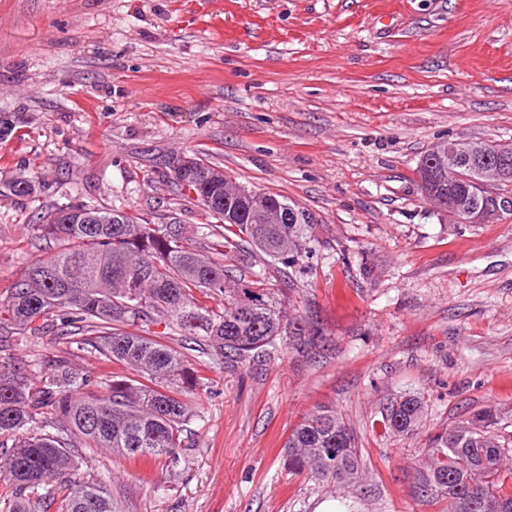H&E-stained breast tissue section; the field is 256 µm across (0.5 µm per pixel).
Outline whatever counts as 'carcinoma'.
<instances>
[{"label":"carcinoma","instance_id":"1","mask_svg":"<svg viewBox=\"0 0 512 512\" xmlns=\"http://www.w3.org/2000/svg\"><path fill=\"white\" fill-rule=\"evenodd\" d=\"M456 149L484 166L512 167V143L494 141L443 140L424 159ZM417 174L422 198L449 201L453 215L493 187L483 186L480 168L427 164ZM173 184L202 206L207 225L198 241L180 224H154L112 205L68 203L45 215L42 236L57 250L0 304V350L6 332L36 339L48 366L35 383L16 358L0 355V476L11 488L0 512H122L105 477L80 476L88 454L107 448L118 463H158L175 478L197 418L186 396L207 386L204 369L321 345L309 320L287 318L272 293L250 289L224 265L230 246L245 265L256 254L290 282L303 277L318 217L280 195L241 196L229 175L216 184L176 176ZM39 189L22 176L1 183L0 195L30 198ZM82 357L113 370L95 378L76 365ZM424 410L420 397L405 394L383 406L378 424L405 437ZM501 421L486 407L430 435L418 496L444 500V512H512L504 478L512 477V440L500 434ZM285 447L290 472L347 488L363 479L361 449L333 409L305 416Z\"/></svg>","mask_w":512,"mask_h":512}]
</instances>
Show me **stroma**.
<instances>
[{"label": "stroma", "mask_w": 512, "mask_h": 512, "mask_svg": "<svg viewBox=\"0 0 512 512\" xmlns=\"http://www.w3.org/2000/svg\"><path fill=\"white\" fill-rule=\"evenodd\" d=\"M0 302L53 253L56 205H115L188 231L197 201L169 158L200 154L240 185L320 218L309 275H268L288 317L325 345L211 372L187 470L116 467L125 512H443L413 476L431 433L496 406L512 435V214L458 224L422 199L421 158L443 139L512 142V0H0ZM421 396L416 434L374 427ZM335 408L365 461L351 491L289 472L299 417ZM166 492H159V485ZM40 182L32 177L21 176L7 183L0 184V195H10L16 198H30L37 195Z\"/></svg>", "instance_id": "35a3bbf8"}]
</instances>
